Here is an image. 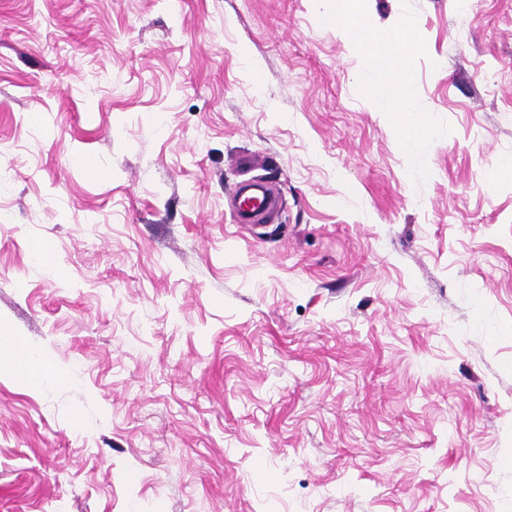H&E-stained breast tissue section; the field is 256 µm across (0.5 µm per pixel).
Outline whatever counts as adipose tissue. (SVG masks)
I'll return each mask as SVG.
<instances>
[{
  "instance_id": "1",
  "label": "adipose tissue",
  "mask_w": 512,
  "mask_h": 512,
  "mask_svg": "<svg viewBox=\"0 0 512 512\" xmlns=\"http://www.w3.org/2000/svg\"><path fill=\"white\" fill-rule=\"evenodd\" d=\"M322 16L338 29L352 32L355 43L365 48L368 65L363 78L366 82L376 86L392 82L393 76L387 67V59L402 45V33L388 37L369 34L360 22L355 0H329V6ZM0 375L11 376L22 383L52 381L56 378L42 356L14 338L0 339Z\"/></svg>"
}]
</instances>
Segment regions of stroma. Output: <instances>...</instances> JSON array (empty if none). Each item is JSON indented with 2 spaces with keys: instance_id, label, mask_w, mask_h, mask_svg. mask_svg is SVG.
<instances>
[{
  "instance_id": "stroma-1",
  "label": "stroma",
  "mask_w": 512,
  "mask_h": 512,
  "mask_svg": "<svg viewBox=\"0 0 512 512\" xmlns=\"http://www.w3.org/2000/svg\"><path fill=\"white\" fill-rule=\"evenodd\" d=\"M361 12L422 157L317 0H0V337L67 376H0V512H512V0Z\"/></svg>"
}]
</instances>
